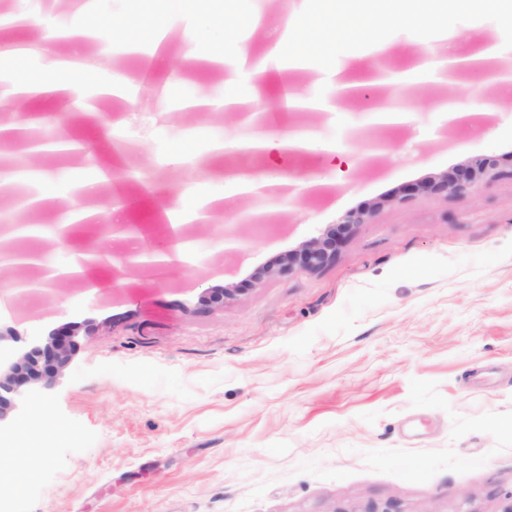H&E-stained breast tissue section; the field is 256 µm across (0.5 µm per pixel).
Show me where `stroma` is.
I'll use <instances>...</instances> for the list:
<instances>
[{"label":"stroma","instance_id":"obj_1","mask_svg":"<svg viewBox=\"0 0 512 512\" xmlns=\"http://www.w3.org/2000/svg\"><path fill=\"white\" fill-rule=\"evenodd\" d=\"M31 24L0 34V51L25 48L28 71L50 73L72 46L49 41L40 18L84 36L83 52L104 45L94 21L120 22L131 0H93L84 13L64 0H9ZM229 18H250L236 37L263 57L276 31L295 48L298 22L318 18L317 0H217ZM162 16L166 65L144 68L139 55H112L100 76L122 74L142 88L150 121L115 123L102 134L93 114L62 100L11 97L14 71L0 74V117L33 126L40 137L93 143V156L15 152L0 163V187L15 171L40 170L61 211L126 208L123 224L166 242L176 215L224 195L223 210L202 224L196 256L169 271L120 277L91 272L97 290L0 298V339L75 334L79 343L56 386L30 401L39 442L14 435L0 447V488L12 512H504L512 505V112L476 118L444 134L443 109L471 100V79L427 82L406 91L375 89L392 102L411 99L407 125L365 120L369 100L336 97L334 74L362 73L378 53L401 72L447 18L451 48L497 47L496 68L512 67V26L495 0H442L437 16L378 21L365 42L345 37L318 48L302 72H269L260 103L295 89L318 112L280 109L274 130L305 131L321 145L305 152L252 156L209 152L234 144L254 125L220 109L253 96L222 68L196 58L199 20L168 0H145ZM186 75L207 109L155 106L172 73ZM377 155V168L362 160ZM112 175L100 180L95 159ZM492 158L504 176L460 198L405 194L407 185ZM282 173L317 182L319 193L274 187L233 196L232 169ZM96 185L73 195L72 185ZM366 213L335 257L316 269L294 264L300 246L331 231L342 215ZM280 219L272 230L260 217ZM233 229L239 248L225 253ZM231 286L224 303L210 288Z\"/></svg>","mask_w":512,"mask_h":512}]
</instances>
